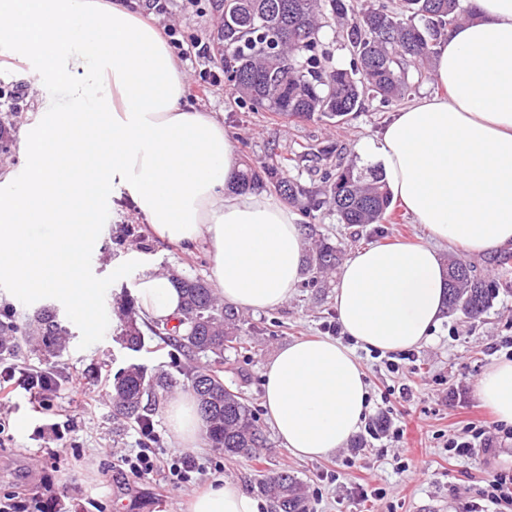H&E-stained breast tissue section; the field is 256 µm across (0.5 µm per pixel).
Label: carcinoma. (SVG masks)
<instances>
[{"instance_id": "cac0c4a2", "label": "carcinoma", "mask_w": 512, "mask_h": 512, "mask_svg": "<svg viewBox=\"0 0 512 512\" xmlns=\"http://www.w3.org/2000/svg\"><path fill=\"white\" fill-rule=\"evenodd\" d=\"M216 12L214 49L224 71L237 74L231 89L237 102L253 111L271 112L291 121L326 120L337 124L362 109L367 98L382 104L400 102L428 78L435 48L471 8L462 0H213ZM339 25L351 49L348 64L332 63L323 48L324 29ZM321 196L288 177V164L270 158L245 163L238 175L243 190H274L306 213L328 210L342 224H379L392 204L381 170H362L347 162L325 171ZM340 251L327 240L315 245L308 268L314 274L336 270ZM183 295L178 325L140 326L131 304L118 309V336L123 348L138 352L145 333L169 342L177 354L224 358L233 348L236 316L202 277L168 274ZM493 288L473 266L448 261V312L480 320L490 307ZM67 332L54 311L43 309L21 329L8 312H0V358L23 348L46 365L66 349ZM192 391L204 421V437L227 456H248L266 446L267 438L247 400L224 384L218 371L192 364L175 376L131 363L112 384V417L131 426L152 421L168 395ZM274 512H306L301 481L285 471L260 479Z\"/></svg>"}]
</instances>
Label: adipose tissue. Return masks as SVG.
<instances>
[{"mask_svg":"<svg viewBox=\"0 0 512 512\" xmlns=\"http://www.w3.org/2000/svg\"><path fill=\"white\" fill-rule=\"evenodd\" d=\"M472 15L432 59L434 87L396 110L358 146L429 239L357 250L334 293L350 343L329 337L282 346L264 374L267 418L288 452L336 453L369 412L357 349L387 354L426 343L446 313L439 244L482 254L512 242V0H471ZM0 57L48 77L50 95L21 134L25 178L0 195V279L18 295L76 304L92 285L78 256L98 225L109 189H124L155 234L204 242L218 297L264 311L292 297L305 239L279 197L237 187L234 139L186 99L180 60L132 0H0ZM49 238L34 236L35 226ZM141 313L166 323L181 294L143 271ZM512 424V360H499L475 389ZM173 439L196 447L203 421L191 392L170 398ZM231 480L196 493L185 512H259Z\"/></svg>","mask_w":512,"mask_h":512,"instance_id":"ef3b65f1","label":"adipose tissue"}]
</instances>
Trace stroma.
Returning a JSON list of instances; mask_svg holds the SVG:
<instances>
[{"label":"stroma","instance_id":"35a3bbf8","mask_svg":"<svg viewBox=\"0 0 512 512\" xmlns=\"http://www.w3.org/2000/svg\"><path fill=\"white\" fill-rule=\"evenodd\" d=\"M168 16H155L156 24L175 23L182 35L212 43L215 17L211 0H166ZM187 100L197 109L214 113L236 142L240 156L255 162L271 155L289 158L306 153V161L291 162L288 174L310 191L322 183L315 169L328 168L337 158L357 159L358 144L374 137L394 112V105L366 100L361 111L344 123L291 122L268 112H253L234 103L225 83L199 91V74L219 70L214 56L184 61ZM0 90L4 104L13 111L8 126L9 149L0 151V172L21 178L26 159L19 147L22 129L32 123L42 105L33 79L12 69L0 71ZM306 242L324 238L350 257L367 245L425 238L421 225L413 223L400 203H392L385 221L352 226L339 223L335 214L321 210L300 219ZM137 225L136 235L125 245L113 242L122 225ZM143 255L146 267L161 272L169 268L188 276L208 277L211 257L204 244L191 248L159 239L134 202L127 196H107L100 231L83 257V274L96 285L94 300L98 316L94 326L76 320L62 299H31L15 295L7 283L0 282V309L9 310L18 325H25L39 309L50 308L71 335L67 350L54 362L64 379L53 398L54 407L43 414L34 412L30 395L16 389L4 411L8 428L0 436V500L23 497L33 488L44 495H58L73 512H178L189 497L187 490L161 488L125 477L112 470L111 451H128L138 445L135 428L117 432L112 420L110 386L114 375L129 363L148 369L174 370L169 348L161 340L147 337L142 352L132 353L114 340L118 302L135 296L140 269L129 266L130 252ZM444 257H459L474 265L478 274L496 287L490 308L476 322L456 314L445 319L434 336L415 348L414 361L404 362L400 373L389 372L373 351L357 349L369 385L370 412L365 429L349 444L322 459H299L283 447L270 429L266 416L264 372L276 351L288 342L328 336L336 324L334 308L335 274L318 281L302 277L294 294L282 307L253 312L240 310L242 326L237 334L243 347L224 354L221 375L226 386L247 399L267 437L266 448L254 457L227 458L220 451L199 442L192 454L206 470L207 483L231 480L252 496H260L259 480L268 470H287L309 491L308 512H484L481 492L490 475L512 467V452L481 455L472 459L450 457L444 447L448 437L460 434L468 422L491 418V411L477 397L460 405H449L448 388L463 382L476 386L484 371L494 362L488 345L495 339L512 336V246L486 255H475L445 245ZM80 379L97 400L92 410H84L71 395L66 381ZM411 385L412 401H403L394 390ZM58 424L62 437L51 441L54 457L33 460L40 438ZM403 427L404 437L395 442L383 437L385 426ZM379 438H372V431ZM338 473L330 481L329 473ZM382 488L383 500L369 502L360 489Z\"/></svg>","mask_w":512,"mask_h":512}]
</instances>
